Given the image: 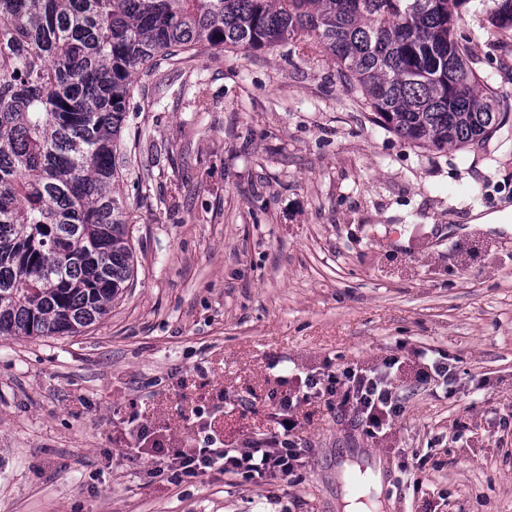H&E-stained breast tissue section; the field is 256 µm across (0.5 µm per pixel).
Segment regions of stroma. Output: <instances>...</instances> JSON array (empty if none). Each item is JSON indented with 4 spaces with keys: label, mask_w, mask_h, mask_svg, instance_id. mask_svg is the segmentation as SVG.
Masks as SVG:
<instances>
[{
    "label": "stroma",
    "mask_w": 512,
    "mask_h": 512,
    "mask_svg": "<svg viewBox=\"0 0 512 512\" xmlns=\"http://www.w3.org/2000/svg\"><path fill=\"white\" fill-rule=\"evenodd\" d=\"M457 31L504 125L442 150L377 127L299 42L155 61L118 159L133 284L81 335L0 337V512H343L356 461L379 512H512V29L469 5ZM394 356L392 428L299 405L291 479L157 471L153 439L247 447L307 375ZM437 360L453 384L423 382Z\"/></svg>",
    "instance_id": "stroma-1"
}]
</instances>
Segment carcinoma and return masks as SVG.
I'll use <instances>...</instances> for the list:
<instances>
[{
  "label": "carcinoma",
  "instance_id": "1",
  "mask_svg": "<svg viewBox=\"0 0 512 512\" xmlns=\"http://www.w3.org/2000/svg\"><path fill=\"white\" fill-rule=\"evenodd\" d=\"M467 0H0V336H74L134 280L115 195L135 83L199 46L309 42L383 129L418 148L502 127L456 36ZM497 23L512 0H486Z\"/></svg>",
  "mask_w": 512,
  "mask_h": 512
}]
</instances>
